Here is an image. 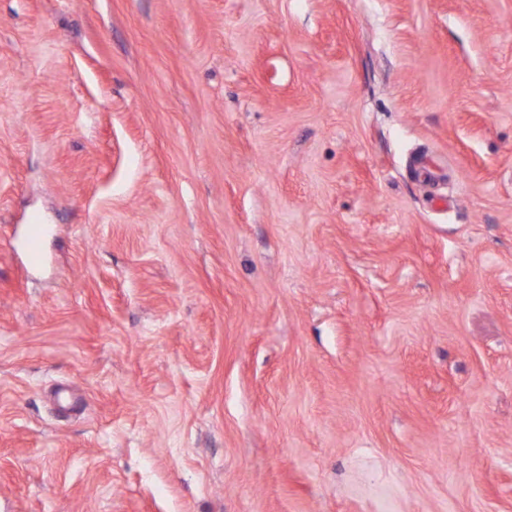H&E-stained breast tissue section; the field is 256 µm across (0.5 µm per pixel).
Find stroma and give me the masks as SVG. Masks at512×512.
<instances>
[{"instance_id": "stroma-1", "label": "stroma", "mask_w": 512, "mask_h": 512, "mask_svg": "<svg viewBox=\"0 0 512 512\" xmlns=\"http://www.w3.org/2000/svg\"><path fill=\"white\" fill-rule=\"evenodd\" d=\"M0 512H512V0H0ZM44 232V224L35 218L30 224H27V256L30 264L38 265L42 262L43 257L39 247V241Z\"/></svg>"}]
</instances>
